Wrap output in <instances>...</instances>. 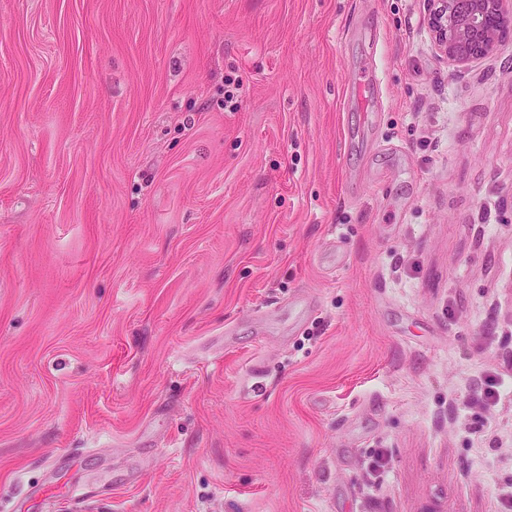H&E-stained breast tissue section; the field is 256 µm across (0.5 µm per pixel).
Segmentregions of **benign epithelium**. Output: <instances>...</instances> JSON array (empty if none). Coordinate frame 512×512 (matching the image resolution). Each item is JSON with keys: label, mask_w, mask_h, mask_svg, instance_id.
I'll use <instances>...</instances> for the list:
<instances>
[{"label": "benign epithelium", "mask_w": 512, "mask_h": 512, "mask_svg": "<svg viewBox=\"0 0 512 512\" xmlns=\"http://www.w3.org/2000/svg\"><path fill=\"white\" fill-rule=\"evenodd\" d=\"M428 27L437 53L465 67L491 55L512 28V0H430Z\"/></svg>", "instance_id": "7a95c632"}]
</instances>
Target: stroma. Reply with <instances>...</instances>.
<instances>
[{
  "label": "stroma",
  "instance_id": "35a3bbf8",
  "mask_svg": "<svg viewBox=\"0 0 512 512\" xmlns=\"http://www.w3.org/2000/svg\"><path fill=\"white\" fill-rule=\"evenodd\" d=\"M428 9L0 0V512H505L512 36ZM428 27L437 53L457 67L491 55L512 28L511 0H430Z\"/></svg>",
  "mask_w": 512,
  "mask_h": 512
}]
</instances>
